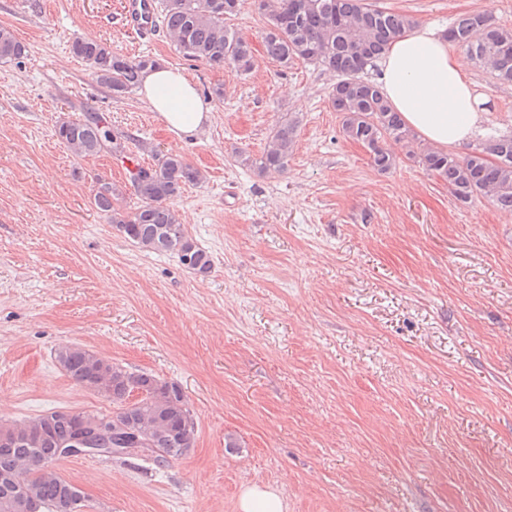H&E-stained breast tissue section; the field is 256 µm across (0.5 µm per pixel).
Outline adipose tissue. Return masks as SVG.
Segmentation results:
<instances>
[{
	"mask_svg": "<svg viewBox=\"0 0 512 512\" xmlns=\"http://www.w3.org/2000/svg\"><path fill=\"white\" fill-rule=\"evenodd\" d=\"M379 86L410 130L448 151L475 137L489 105L469 76L467 59L450 50L444 33L429 26L405 30L390 45ZM140 95L180 138L197 136L214 117L195 83L168 65L145 74Z\"/></svg>",
	"mask_w": 512,
	"mask_h": 512,
	"instance_id": "ef3b65f1",
	"label": "adipose tissue"
}]
</instances>
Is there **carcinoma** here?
I'll return each instance as SVG.
<instances>
[{
  "label": "carcinoma",
  "mask_w": 512,
  "mask_h": 512,
  "mask_svg": "<svg viewBox=\"0 0 512 512\" xmlns=\"http://www.w3.org/2000/svg\"><path fill=\"white\" fill-rule=\"evenodd\" d=\"M246 4L247 0H161V23L186 59L213 69L232 64L249 73L256 65L252 44L226 23ZM260 14L268 25L267 55L284 64L306 61L334 74L330 104L342 118L344 136L367 149L377 170H390L396 155L387 142L412 145L415 136L400 113L392 110L379 85L363 79L361 73L416 20L368 0H264ZM446 34L449 42L465 48L497 79L512 82V30L494 25L482 13H471L459 17ZM71 49L115 95L135 90L146 71L158 64L150 56L127 59L102 41L78 39ZM27 53L25 43L0 27L1 61L19 60ZM297 126L296 119L280 123L262 155L244 161L262 174L283 172L293 154ZM55 135L78 157L125 154L110 124L97 114L63 118L55 126ZM409 155L446 182L457 199L465 202L486 194L500 210L512 213V134L499 136L464 158L421 146L410 149ZM201 177L181 155L157 153L153 162L138 161L127 170L138 206L128 210L118 205L121 191L101 177L95 178L90 204L139 247L174 254L182 266L205 278L212 271L211 255L187 235L172 207L184 187ZM55 359L76 385L112 401L118 409L110 416L99 411L53 410L21 422L0 421V437L10 441L9 447H0V475L17 473L46 512H79L76 495L81 489L50 466L54 449L68 442L85 422L111 417L114 448L124 447L125 429L140 430L160 449L154 455L159 464L185 456L194 447L193 415L177 384L149 372H131L79 345L59 348ZM0 512H23L16 486L2 481Z\"/></svg>",
  "instance_id": "cac0c4a2"
}]
</instances>
